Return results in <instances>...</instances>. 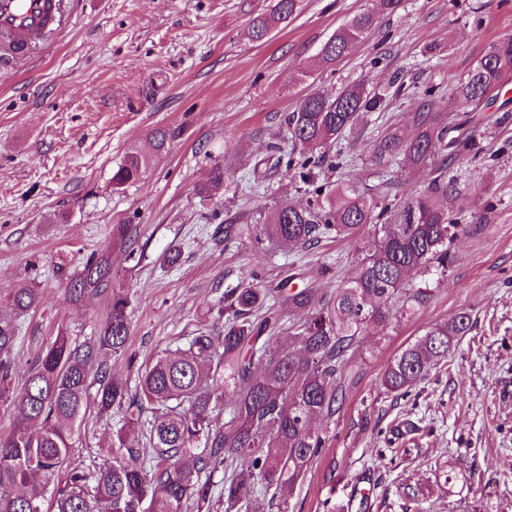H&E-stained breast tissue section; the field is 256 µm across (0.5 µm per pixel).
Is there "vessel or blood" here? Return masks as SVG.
<instances>
[{"instance_id": "obj_1", "label": "vessel or blood", "mask_w": 512, "mask_h": 512, "mask_svg": "<svg viewBox=\"0 0 512 512\" xmlns=\"http://www.w3.org/2000/svg\"><path fill=\"white\" fill-rule=\"evenodd\" d=\"M61 0H0V35L5 48L26 50L35 31H54L61 19Z\"/></svg>"}]
</instances>
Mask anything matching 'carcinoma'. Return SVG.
<instances>
[{
  "label": "carcinoma",
  "instance_id": "cac0c4a2",
  "mask_svg": "<svg viewBox=\"0 0 512 512\" xmlns=\"http://www.w3.org/2000/svg\"><path fill=\"white\" fill-rule=\"evenodd\" d=\"M377 10L353 16L321 47L319 61L335 63L371 29L380 13L402 0H377ZM299 0H275L250 22L263 42L294 18ZM512 80V38L490 44L448 94V111L436 112L431 90H415L411 134L395 128L371 145L369 166L378 174L399 158L436 173L425 191L397 194L378 184L367 191L350 182L330 188L318 170L342 167L331 147L386 95L364 84L333 98L307 95L289 115V150L269 144L274 166L296 168L310 195L307 205L275 202L252 227L258 242L306 247L334 235L355 239L374 227L377 239L346 272L336 291L305 287L283 295L288 316L270 304L272 291L256 274L222 298L224 335L202 331L183 347L138 372L136 393L106 358L127 359L129 290L113 286L110 251L91 255L70 279L69 300L111 292L110 308L95 339L80 343L61 329L38 356L19 389L11 386V351L18 320L40 303V290L18 284L0 313V404L14 407L11 431L0 436V512H288V498L326 438L316 418L336 414L344 370L365 327L402 317L425 303L424 284L448 272L451 247L467 232L456 198L465 189L447 167L477 159L479 113L493 107ZM147 158L131 152L112 174L120 189L143 176ZM472 328L471 315L435 324L402 347L387 364L384 393L400 398L448 361ZM95 393H90L91 388ZM224 408L219 425L213 411ZM120 416L109 455L73 465L75 438L90 411ZM141 435L146 446L127 444Z\"/></svg>",
  "mask_w": 512,
  "mask_h": 512
}]
</instances>
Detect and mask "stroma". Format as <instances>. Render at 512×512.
Instances as JSON below:
<instances>
[{
  "label": "stroma",
  "instance_id": "1",
  "mask_svg": "<svg viewBox=\"0 0 512 512\" xmlns=\"http://www.w3.org/2000/svg\"><path fill=\"white\" fill-rule=\"evenodd\" d=\"M272 0H69L60 30L28 56L0 58V290L26 282L41 303L19 323L11 353L21 385L59 329L97 336L107 295L73 303L66 288L94 251L110 250L117 284L130 293L133 366L184 344L200 327L223 330L218 300L249 274L265 287L336 289L373 241L330 238L307 248L226 240L219 226L251 222L276 200L306 204L298 178L266 167L271 142L311 90L343 85L386 90L397 80L436 88L434 110L490 43L512 38V0H402L344 58L320 66L323 43L375 0H302L299 14L262 44L251 19ZM502 107L483 113L482 145L497 160L474 167L457 200L469 230L452 247L448 273L420 307L365 330L347 366L345 398L323 430L327 446L293 490L289 512H405L404 488L425 512H512V83ZM416 103L390 102L338 140L350 168L321 181L369 178L367 149L390 125L410 130ZM172 137L155 152L152 135ZM148 156L142 179L112 189L128 152ZM222 167L226 182L212 186ZM128 224L132 248L113 245ZM176 264H164L170 247ZM461 311L473 324L447 362L397 399L381 375L401 347ZM118 416L88 415L75 460L106 453ZM462 477L440 488L436 464Z\"/></svg>",
  "mask_w": 512,
  "mask_h": 512
}]
</instances>
